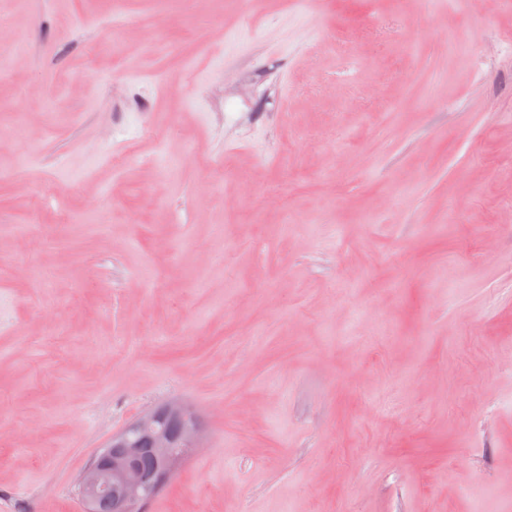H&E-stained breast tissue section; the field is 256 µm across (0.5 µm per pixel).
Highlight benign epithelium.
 <instances>
[{
	"label": "benign epithelium",
	"instance_id": "obj_1",
	"mask_svg": "<svg viewBox=\"0 0 512 512\" xmlns=\"http://www.w3.org/2000/svg\"><path fill=\"white\" fill-rule=\"evenodd\" d=\"M166 410L180 418L179 440L187 448L182 452L174 450V438L157 426L159 413L152 410L144 413L112 435L106 448L78 475L75 486L84 512H94L102 497L112 499L114 512L143 510L150 488L142 484L136 465L141 442H149L157 451L161 463L155 482L157 488L171 479L186 455L205 447V436L195 414L178 402L167 405Z\"/></svg>",
	"mask_w": 512,
	"mask_h": 512
}]
</instances>
